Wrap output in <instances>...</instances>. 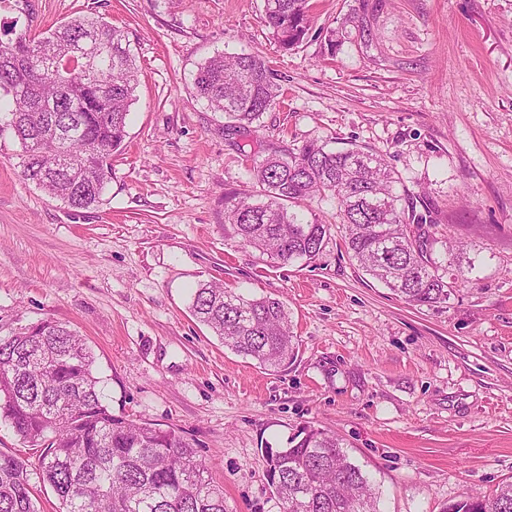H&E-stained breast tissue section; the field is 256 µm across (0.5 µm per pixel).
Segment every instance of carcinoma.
<instances>
[{"label": "carcinoma", "instance_id": "1", "mask_svg": "<svg viewBox=\"0 0 512 512\" xmlns=\"http://www.w3.org/2000/svg\"><path fill=\"white\" fill-rule=\"evenodd\" d=\"M311 0H264L265 22L284 50L303 41ZM346 23L373 38L367 15ZM0 132L21 147V176L73 209L100 202L112 179V154L127 135L138 68L123 28L77 16L29 36L0 26ZM94 38V67L55 68L57 58ZM41 51L24 75L15 65L28 46ZM41 82V110L30 105L26 80ZM192 89L224 117V136L239 150L278 100L266 60L254 53L218 54L199 64ZM63 138L65 153L52 149ZM252 195L224 196V231L279 263L311 260L328 225L302 212L306 201L331 197L347 251L358 267L414 306L448 302V270L463 249L434 253L430 216L398 193L400 177L383 155L357 146L333 149L312 140L273 146L250 168ZM190 311L235 353L279 372L297 357L288 307L277 298L246 297L203 283ZM95 357L67 324L43 319L0 337V422L39 449L38 475L57 496L59 512H224L214 484L180 432L117 417L105 402ZM268 484L282 512H380L378 487L345 450L343 440L305 427L298 441L267 459ZM0 512H38L28 464L0 452ZM443 512H512V482L468 493Z\"/></svg>", "mask_w": 512, "mask_h": 512}]
</instances>
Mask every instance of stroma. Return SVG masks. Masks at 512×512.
Instances as JSON below:
<instances>
[{
	"label": "stroma",
	"instance_id": "stroma-1",
	"mask_svg": "<svg viewBox=\"0 0 512 512\" xmlns=\"http://www.w3.org/2000/svg\"><path fill=\"white\" fill-rule=\"evenodd\" d=\"M294 49L263 0H30L39 32L76 15L122 27L139 69L127 137L100 205L75 210L24 180L0 133V331L52 318L95 354L114 415L177 428L224 490V512H279L266 451L306 426L335 433L382 512H442L512 481V0H384L374 40L345 28L361 0H312ZM246 50L281 96L253 151L319 139L383 154L436 238L475 262L448 301L413 307L347 254L333 201L310 262L278 264L224 234L249 163L192 92L198 64ZM214 282L291 312L296 360L273 373L190 314Z\"/></svg>",
	"mask_w": 512,
	"mask_h": 512
}]
</instances>
